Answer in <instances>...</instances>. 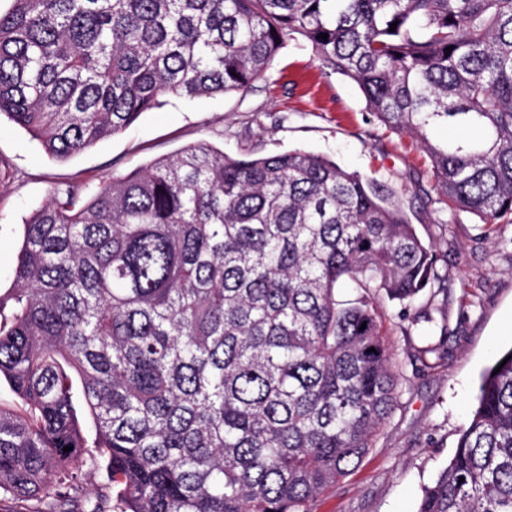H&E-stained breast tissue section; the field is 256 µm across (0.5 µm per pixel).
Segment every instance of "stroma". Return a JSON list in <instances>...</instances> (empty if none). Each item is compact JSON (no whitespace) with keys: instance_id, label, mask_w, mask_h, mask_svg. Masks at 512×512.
<instances>
[{"instance_id":"obj_1","label":"stroma","mask_w":512,"mask_h":512,"mask_svg":"<svg viewBox=\"0 0 512 512\" xmlns=\"http://www.w3.org/2000/svg\"><path fill=\"white\" fill-rule=\"evenodd\" d=\"M204 141L236 158L302 148L390 183L418 236L438 257V280L402 307L385 302L386 341L400 371L395 409L359 466L314 512H415L455 452L482 373L512 348V224L469 213L446 222L425 156L365 110L351 80L322 68L304 40L288 42L266 81L244 93L167 97L124 132L58 162L23 129L0 119V293L30 217L54 185L79 182L90 198L113 176ZM431 313L432 322L412 324Z\"/></svg>"}]
</instances>
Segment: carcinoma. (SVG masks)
<instances>
[{"mask_svg":"<svg viewBox=\"0 0 512 512\" xmlns=\"http://www.w3.org/2000/svg\"><path fill=\"white\" fill-rule=\"evenodd\" d=\"M13 2L0 116L53 159L168 96L246 92L300 36L416 141L450 214L512 223V0ZM80 189L24 225L0 295L21 402L0 407V499L75 512L89 466L107 477L92 512H313L395 407L381 300L435 276L396 191L302 149L205 142ZM416 512H512V348Z\"/></svg>","mask_w":512,"mask_h":512,"instance_id":"obj_1","label":"carcinoma"}]
</instances>
